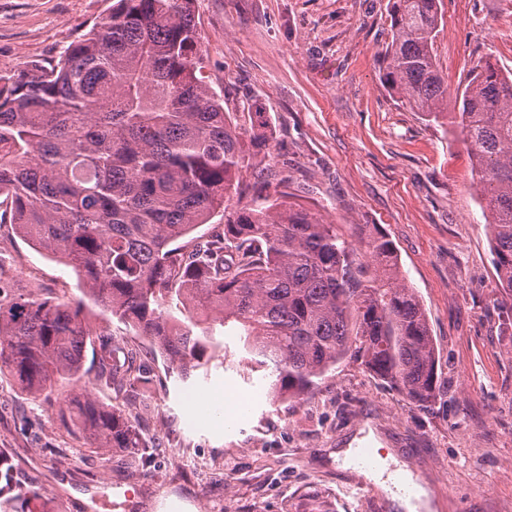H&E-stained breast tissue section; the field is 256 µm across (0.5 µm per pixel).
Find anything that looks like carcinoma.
I'll use <instances>...</instances> for the list:
<instances>
[{
	"label": "carcinoma",
	"instance_id": "cac0c4a2",
	"mask_svg": "<svg viewBox=\"0 0 512 512\" xmlns=\"http://www.w3.org/2000/svg\"><path fill=\"white\" fill-rule=\"evenodd\" d=\"M442 21L441 0H393L382 79L440 126L456 110L494 269L512 290V72L486 61L451 93L434 54ZM202 69L194 0H117L55 62L0 75V208L9 210L0 225L73 267L95 304L183 381L208 375L222 352L224 369L267 380L273 399H299L350 354L430 407L436 346L392 242L367 224L349 225L347 236L291 204L274 169L244 182L267 122L250 115L244 138ZM217 215L224 224L209 239H187ZM175 302L190 324L173 314ZM217 324L237 330L236 349L221 346ZM89 346L90 384L149 391L134 357L89 325L81 303L0 286V374L22 390L81 382ZM59 413L100 455L147 450L123 410L88 391ZM18 477L0 451V512H28L42 499L35 487L17 494ZM294 512L336 507L311 495Z\"/></svg>",
	"mask_w": 512,
	"mask_h": 512
}]
</instances>
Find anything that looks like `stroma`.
I'll return each instance as SVG.
<instances>
[{"label":"stroma","mask_w":512,"mask_h":512,"mask_svg":"<svg viewBox=\"0 0 512 512\" xmlns=\"http://www.w3.org/2000/svg\"><path fill=\"white\" fill-rule=\"evenodd\" d=\"M114 0H0V74L54 60L112 11ZM434 45L457 89L490 60L512 70V0H442ZM204 74L241 113L265 110V164L293 160V200L333 224H372L395 244L428 317L440 396L409 404L345 357L299 401L272 400L217 366L181 382L144 338L90 302L71 267L0 226L10 287L85 303L94 329L140 351L146 396L91 386L121 404L152 462L90 452L58 415L68 388L23 392L0 375V449L41 487L47 512H294L320 492L336 512H405L390 476L402 471L416 512H512V291L496 277L490 229L456 124L440 127L390 93L381 52L389 0H196ZM232 397L234 412L192 417L189 395ZM347 448L378 451L377 474L352 469Z\"/></svg>","instance_id":"obj_1"}]
</instances>
